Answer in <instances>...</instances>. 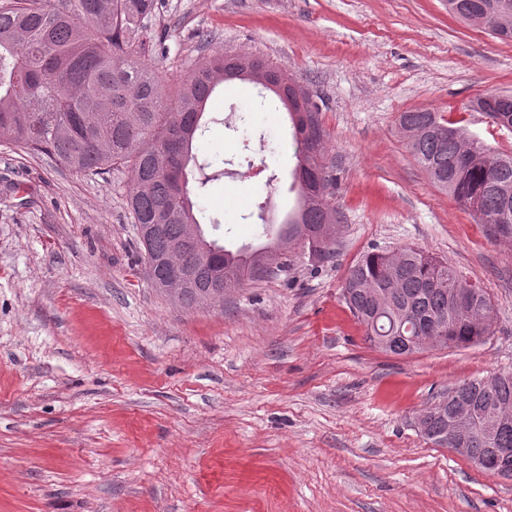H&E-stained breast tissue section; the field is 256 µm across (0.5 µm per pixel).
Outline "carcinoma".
<instances>
[{
    "mask_svg": "<svg viewBox=\"0 0 512 512\" xmlns=\"http://www.w3.org/2000/svg\"><path fill=\"white\" fill-rule=\"evenodd\" d=\"M157 0H0V141L55 158L85 174L128 172L135 224H154L150 253L192 264L193 279L165 296L186 309L220 303L224 292L267 268L301 243L331 253L341 216L327 198V134L315 95L266 60L217 53L184 81L168 85L159 67L140 63L144 20ZM448 12L503 43H512V0H448ZM239 80L271 93L267 105L291 121L297 164L291 176L297 207L273 240L229 250L207 240L193 213L187 169L206 104L222 83ZM488 126L512 134V95H486L465 104ZM399 129L409 152L431 182L464 206L498 240L512 243V151L494 152L460 121L443 112H403ZM341 297L369 345L409 356L426 349H467L491 335L487 292L440 259L413 246L366 251L347 271ZM414 336H429L425 346ZM454 402L426 405L419 432L433 445L452 448L457 413L488 416L512 410V373L475 378L449 388ZM469 459L496 472L512 466L491 454L477 431L467 438Z\"/></svg>",
    "mask_w": 512,
    "mask_h": 512,
    "instance_id": "carcinoma-1",
    "label": "carcinoma"
}]
</instances>
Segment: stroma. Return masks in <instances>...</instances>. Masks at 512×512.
Listing matches in <instances>:
<instances>
[{"label":"stroma","instance_id":"1","mask_svg":"<svg viewBox=\"0 0 512 512\" xmlns=\"http://www.w3.org/2000/svg\"><path fill=\"white\" fill-rule=\"evenodd\" d=\"M142 61L186 77L217 51L262 56L322 97L335 251L293 247L220 306L153 288L127 173H77L0 142V512H512V480L429 443L427 403L512 372V245L435 187L400 113L512 93V43L447 0H157ZM193 151L207 239H267L296 204L291 128L253 84H222ZM266 212H259V204ZM411 245L476 279L492 334L465 350L372 349L341 299L367 250Z\"/></svg>","mask_w":512,"mask_h":512}]
</instances>
